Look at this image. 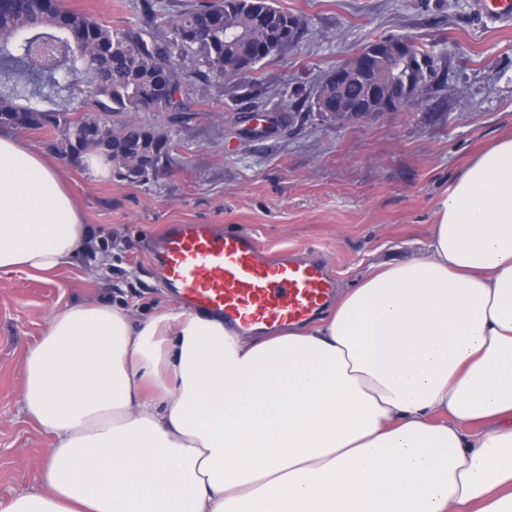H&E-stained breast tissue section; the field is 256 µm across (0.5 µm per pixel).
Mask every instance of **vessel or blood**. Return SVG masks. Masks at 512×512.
Segmentation results:
<instances>
[{
	"label": "vessel or blood",
	"instance_id": "obj_1",
	"mask_svg": "<svg viewBox=\"0 0 512 512\" xmlns=\"http://www.w3.org/2000/svg\"><path fill=\"white\" fill-rule=\"evenodd\" d=\"M156 260L163 285L188 312H210L241 330L302 323L330 299L333 280L319 262L274 260L245 231L176 224Z\"/></svg>",
	"mask_w": 512,
	"mask_h": 512
}]
</instances>
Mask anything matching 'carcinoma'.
I'll return each instance as SVG.
<instances>
[{"label": "carcinoma", "mask_w": 512, "mask_h": 512, "mask_svg": "<svg viewBox=\"0 0 512 512\" xmlns=\"http://www.w3.org/2000/svg\"><path fill=\"white\" fill-rule=\"evenodd\" d=\"M143 10L146 26L114 30L45 0H0V126L51 128L59 133L54 147L62 157L102 154L118 177L146 180L170 159L175 144L164 128L141 122L139 114L171 122L197 115L190 100L169 101L187 80L180 61L197 55V75L233 83L239 71L251 73L275 54L295 18L273 0H209L178 14L146 0ZM48 42L77 43L74 69L87 74L85 83L92 86L91 114L74 118L63 106L36 105L73 88L41 51ZM394 71V60L383 53L365 76L325 82L318 98L321 117L339 129L376 119L383 85Z\"/></svg>", "instance_id": "1"}]
</instances>
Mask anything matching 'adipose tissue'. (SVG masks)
I'll return each mask as SVG.
<instances>
[{
    "label": "adipose tissue",
    "mask_w": 512,
    "mask_h": 512,
    "mask_svg": "<svg viewBox=\"0 0 512 512\" xmlns=\"http://www.w3.org/2000/svg\"><path fill=\"white\" fill-rule=\"evenodd\" d=\"M89 239L45 157L0 133V274ZM23 403L54 446L0 512H512V137L439 199L422 256L315 321L51 311Z\"/></svg>",
    "instance_id": "ef3b65f1"
}]
</instances>
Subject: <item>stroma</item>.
I'll return each mask as SVG.
<instances>
[{
  "mask_svg": "<svg viewBox=\"0 0 512 512\" xmlns=\"http://www.w3.org/2000/svg\"><path fill=\"white\" fill-rule=\"evenodd\" d=\"M144 0H63L67 10L113 28L142 26ZM302 17L299 42L257 65L250 92L195 79L198 104L170 126L177 146L156 176L130 183L59 156L50 130H15L55 167L91 230L89 251L53 275L0 274V503L42 491L51 434L23 411L24 356L50 312L99 301L145 319L174 307L153 259L173 224L246 230L273 253L328 262L337 288L372 265L424 249L436 202L486 143L512 134V22L483 14L479 0H275ZM384 36L430 46L447 81L424 103L339 129L314 115L247 136L250 112L288 114L294 90L313 97L336 63Z\"/></svg>",
  "mask_w": 512,
  "mask_h": 512,
  "instance_id": "35a3bbf8",
  "label": "stroma"
}]
</instances>
